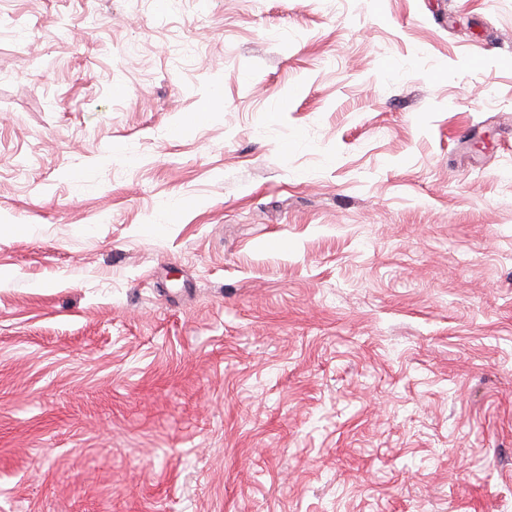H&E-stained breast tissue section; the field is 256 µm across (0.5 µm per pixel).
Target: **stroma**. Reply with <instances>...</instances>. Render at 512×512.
I'll list each match as a JSON object with an SVG mask.
<instances>
[{
    "label": "stroma",
    "instance_id": "35a3bbf8",
    "mask_svg": "<svg viewBox=\"0 0 512 512\" xmlns=\"http://www.w3.org/2000/svg\"><path fill=\"white\" fill-rule=\"evenodd\" d=\"M0 0V512H512V0Z\"/></svg>",
    "mask_w": 512,
    "mask_h": 512
}]
</instances>
